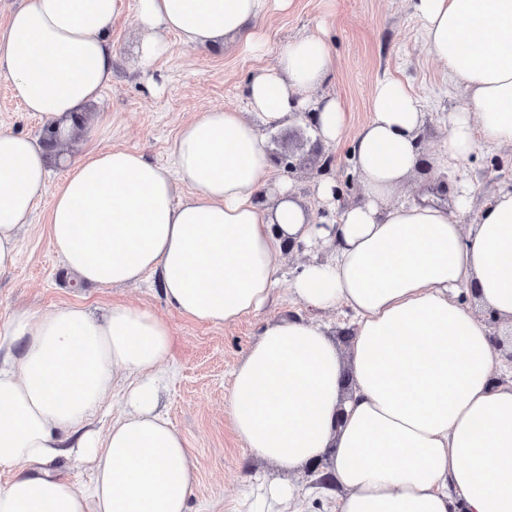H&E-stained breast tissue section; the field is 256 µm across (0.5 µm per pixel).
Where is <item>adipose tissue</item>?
I'll return each instance as SVG.
<instances>
[{"mask_svg": "<svg viewBox=\"0 0 512 512\" xmlns=\"http://www.w3.org/2000/svg\"><path fill=\"white\" fill-rule=\"evenodd\" d=\"M126 0H21L0 31V78L46 128L79 115L112 82V24ZM291 0H136L140 62L151 69L170 36L188 47L251 54L258 29ZM428 53L470 108L448 115L434 153L455 167L481 147L512 145V0H413ZM336 60L322 32L284 44L248 86L250 111L207 109L185 123L170 165L103 147L52 185L35 136L0 131V271L51 197L49 239L63 266L100 287L154 276L180 313L231 324L257 314L280 283L289 245H325L292 290L306 307L265 325L233 372L225 409L237 439L284 470L314 461L343 493L336 512H512V380L486 319L512 322V187L463 226L423 198L391 203L421 158L424 114L396 80L376 85L351 161L361 199L334 223L313 222L291 186L262 196L270 161L262 134L299 111L336 144L346 112L310 101ZM191 191L183 195L180 183ZM476 294L484 315L465 310ZM349 308L339 352L309 311ZM169 324L116 304L16 309L0 322V512H189L195 467L159 408L171 359ZM123 410L107 433L90 416L111 396ZM93 465L89 485L54 475L60 456ZM300 490L259 478L242 512H300Z\"/></svg>", "mask_w": 512, "mask_h": 512, "instance_id": "adipose-tissue-1", "label": "adipose tissue"}]
</instances>
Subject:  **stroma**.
<instances>
[{
	"label": "stroma",
	"instance_id": "1",
	"mask_svg": "<svg viewBox=\"0 0 512 512\" xmlns=\"http://www.w3.org/2000/svg\"><path fill=\"white\" fill-rule=\"evenodd\" d=\"M135 11L112 24L115 59L112 83L100 103L88 106L112 113V127L104 135L107 146L142 153L150 161L169 164L180 127L208 107L248 111L247 86L252 75L274 64L288 40L324 28L336 59L335 75L325 85L347 112V127L332 147H314L315 134L301 116L294 115L263 130L269 155L286 153L294 173L273 166L271 188L289 182L312 219L323 204L315 194L317 170L326 155L335 161L329 175L338 192L339 206L360 198L362 177L350 159L358 131L371 117L376 84L386 79L403 82L420 102L425 122L419 140L427 163L412 172L394 191L396 202L430 194L443 205H453L457 184L433 158V146L445 134L448 113L467 107L460 90H449L441 67L426 51L420 20L412 0H292L288 11L262 21L266 45L263 54L242 53L234 44L223 50L190 48L170 36L168 53L153 69H142L136 53L138 29ZM41 135L43 125L25 111L8 81L0 78V130ZM472 196L461 224L476 223L488 199L512 183V146L478 148L463 163ZM50 198H43L34 222L19 237L14 267L0 272V321L20 307L44 312L66 304L102 311L115 304H132L169 322L174 343L172 360L163 375L165 405L172 423L184 435L196 465L190 512H238L258 474L276 473L275 465L251 455L236 438L224 410L232 372L262 328L301 311L290 285L296 269L312 260V253L283 256L284 276L271 304L259 314L233 325L189 319L161 296L153 279L127 287L93 288L76 281L63 267L48 239Z\"/></svg>",
	"mask_w": 512,
	"mask_h": 512
}]
</instances>
